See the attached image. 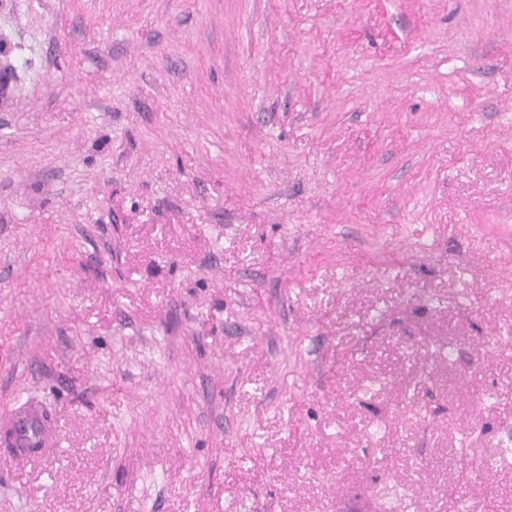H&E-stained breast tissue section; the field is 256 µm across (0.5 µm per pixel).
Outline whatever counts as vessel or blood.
Instances as JSON below:
<instances>
[{
	"label": "vessel or blood",
	"instance_id": "1",
	"mask_svg": "<svg viewBox=\"0 0 512 512\" xmlns=\"http://www.w3.org/2000/svg\"><path fill=\"white\" fill-rule=\"evenodd\" d=\"M57 439L55 420L43 405L26 403L0 413V446L13 457H27L32 448L55 447Z\"/></svg>",
	"mask_w": 512,
	"mask_h": 512
}]
</instances>
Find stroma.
I'll list each match as a JSON object with an SVG mask.
<instances>
[{"label":"stroma","mask_w":512,"mask_h":512,"mask_svg":"<svg viewBox=\"0 0 512 512\" xmlns=\"http://www.w3.org/2000/svg\"><path fill=\"white\" fill-rule=\"evenodd\" d=\"M0 512H512V0H0ZM55 419L43 405L26 403L0 415V446L15 458H29L30 448H56Z\"/></svg>","instance_id":"obj_1"}]
</instances>
